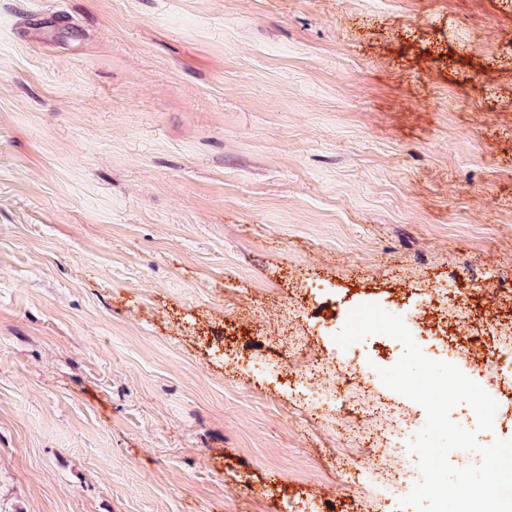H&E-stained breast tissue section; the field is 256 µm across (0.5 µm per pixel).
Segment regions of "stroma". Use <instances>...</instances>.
<instances>
[{
    "mask_svg": "<svg viewBox=\"0 0 512 512\" xmlns=\"http://www.w3.org/2000/svg\"><path fill=\"white\" fill-rule=\"evenodd\" d=\"M509 46L512 0H0V512H400L426 413L335 335L512 290ZM374 366H376L374 357L365 355L364 353L357 354L355 352L354 345L348 347L343 368L345 375H348V377L357 378L359 375L365 372H375L380 378ZM416 436L415 433L405 430L403 426L392 428L387 433L385 448L382 452L394 455L402 462L418 461V456L410 449V444Z\"/></svg>",
    "mask_w": 512,
    "mask_h": 512,
    "instance_id": "1",
    "label": "stroma"
}]
</instances>
